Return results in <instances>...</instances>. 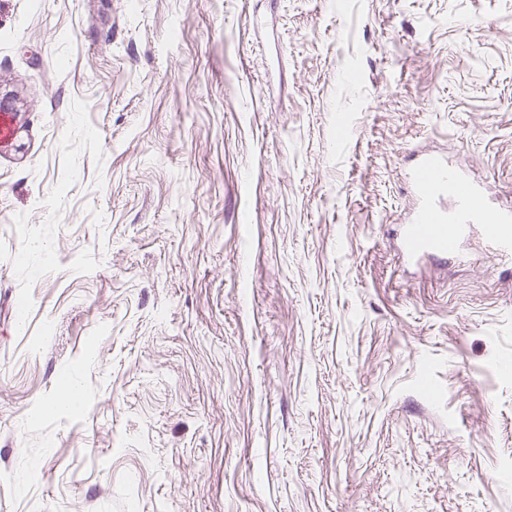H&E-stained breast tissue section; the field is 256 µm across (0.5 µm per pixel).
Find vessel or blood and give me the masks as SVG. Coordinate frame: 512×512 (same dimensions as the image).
<instances>
[{"label":"vessel or blood","mask_w":512,"mask_h":512,"mask_svg":"<svg viewBox=\"0 0 512 512\" xmlns=\"http://www.w3.org/2000/svg\"><path fill=\"white\" fill-rule=\"evenodd\" d=\"M418 199L402 242L407 256L421 253L458 256V245L474 226H482L492 250L499 256H512V206L497 204L485 197L471 180L451 171L446 162L423 158L412 177ZM453 198L454 210L441 207Z\"/></svg>","instance_id":"obj_1"}]
</instances>
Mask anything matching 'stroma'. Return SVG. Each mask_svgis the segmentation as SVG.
<instances>
[{
	"mask_svg": "<svg viewBox=\"0 0 512 512\" xmlns=\"http://www.w3.org/2000/svg\"><path fill=\"white\" fill-rule=\"evenodd\" d=\"M5 96L0 512H512V258L400 251L512 0H0Z\"/></svg>",
	"mask_w": 512,
	"mask_h": 512,
	"instance_id": "35a3bbf8",
	"label": "stroma"
}]
</instances>
